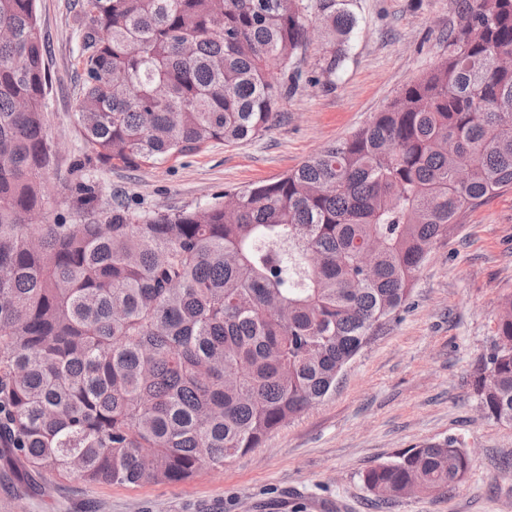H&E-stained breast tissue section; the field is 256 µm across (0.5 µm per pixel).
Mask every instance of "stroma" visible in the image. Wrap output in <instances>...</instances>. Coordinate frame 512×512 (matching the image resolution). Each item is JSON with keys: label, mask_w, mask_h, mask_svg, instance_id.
I'll return each mask as SVG.
<instances>
[{"label": "stroma", "mask_w": 512, "mask_h": 512, "mask_svg": "<svg viewBox=\"0 0 512 512\" xmlns=\"http://www.w3.org/2000/svg\"><path fill=\"white\" fill-rule=\"evenodd\" d=\"M357 25L343 67L319 64L328 46L311 35L299 51L303 81L256 139L214 143L139 169L88 164L104 202L138 212L203 207L224 191L271 181L368 123L442 55L454 0H349ZM51 85L48 133L59 151L49 174L50 213L60 177L80 159L74 113L83 79L79 0H36ZM318 83H309V76ZM512 292V188L457 219L417 273L405 308L346 365L336 386L257 448L181 483L89 485L59 479L44 492L0 466V512H512V428L484 416L471 381ZM454 440L471 458L456 490L378 503L369 468L409 448Z\"/></svg>", "instance_id": "1"}]
</instances>
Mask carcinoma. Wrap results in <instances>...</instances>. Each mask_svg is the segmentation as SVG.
Returning <instances> with one entry per match:
<instances>
[{
	"instance_id": "obj_1",
	"label": "carcinoma",
	"mask_w": 512,
	"mask_h": 512,
	"mask_svg": "<svg viewBox=\"0 0 512 512\" xmlns=\"http://www.w3.org/2000/svg\"><path fill=\"white\" fill-rule=\"evenodd\" d=\"M423 76L366 126L234 207L102 204L85 165L155 166L264 132L299 83L304 0H84L78 176L45 212L49 83L36 0H0V460L46 482L177 483L258 447L326 396L410 298L434 242L512 188V0H456ZM333 75L357 19L318 0ZM376 243L373 271L356 254ZM473 390L512 427V293ZM448 442L364 475L389 502L447 493Z\"/></svg>"
}]
</instances>
